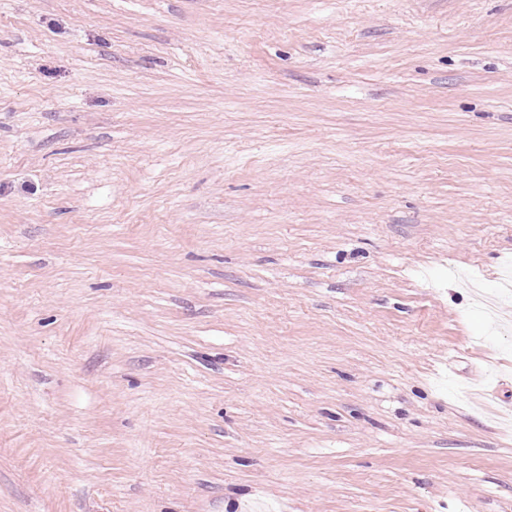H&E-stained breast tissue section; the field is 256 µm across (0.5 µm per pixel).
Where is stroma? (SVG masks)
<instances>
[{
    "label": "stroma",
    "mask_w": 512,
    "mask_h": 512,
    "mask_svg": "<svg viewBox=\"0 0 512 512\" xmlns=\"http://www.w3.org/2000/svg\"><path fill=\"white\" fill-rule=\"evenodd\" d=\"M512 0H0V512H512Z\"/></svg>",
    "instance_id": "1"
}]
</instances>
